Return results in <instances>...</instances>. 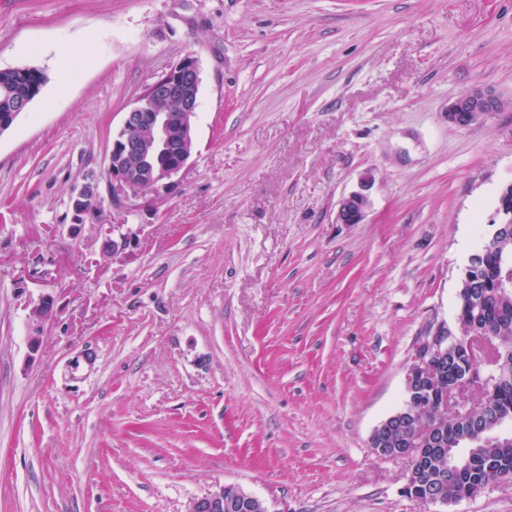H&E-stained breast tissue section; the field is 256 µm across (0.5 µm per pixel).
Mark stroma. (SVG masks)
Masks as SVG:
<instances>
[{
	"label": "stroma",
	"mask_w": 512,
	"mask_h": 512,
	"mask_svg": "<svg viewBox=\"0 0 512 512\" xmlns=\"http://www.w3.org/2000/svg\"><path fill=\"white\" fill-rule=\"evenodd\" d=\"M188 53L179 184L73 227ZM17 67L48 80L0 134V512H185L218 484L268 512H512V480L420 510L369 444L512 183V0H0ZM471 89L508 105L456 127ZM99 191L96 181L87 182L82 188L71 198V209L74 216L75 225L82 224L83 217L94 212V207L98 206ZM89 205L86 207V204ZM369 181L366 180L360 191L343 197L338 205L336 221L340 224H359L363 221L371 205L369 194Z\"/></svg>",
	"instance_id": "1"
}]
</instances>
